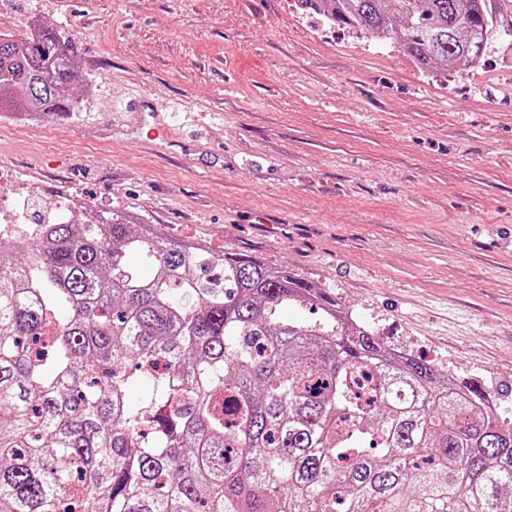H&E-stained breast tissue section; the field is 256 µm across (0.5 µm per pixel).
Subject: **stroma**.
Segmentation results:
<instances>
[{
    "label": "stroma",
    "instance_id": "stroma-1",
    "mask_svg": "<svg viewBox=\"0 0 512 512\" xmlns=\"http://www.w3.org/2000/svg\"><path fill=\"white\" fill-rule=\"evenodd\" d=\"M9 4L1 32L39 19L80 65L78 117L0 112L31 212L291 269L512 408V25L479 65L423 69L293 0Z\"/></svg>",
    "mask_w": 512,
    "mask_h": 512
}]
</instances>
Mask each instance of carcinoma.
I'll return each mask as SVG.
<instances>
[{"instance_id":"carcinoma-1","label":"carcinoma","mask_w":512,"mask_h":512,"mask_svg":"<svg viewBox=\"0 0 512 512\" xmlns=\"http://www.w3.org/2000/svg\"><path fill=\"white\" fill-rule=\"evenodd\" d=\"M294 2L423 69L481 61L496 22L491 0ZM78 70L39 21L0 34V110L75 115ZM489 398L259 257L117 213L0 230V512H512V417Z\"/></svg>"}]
</instances>
